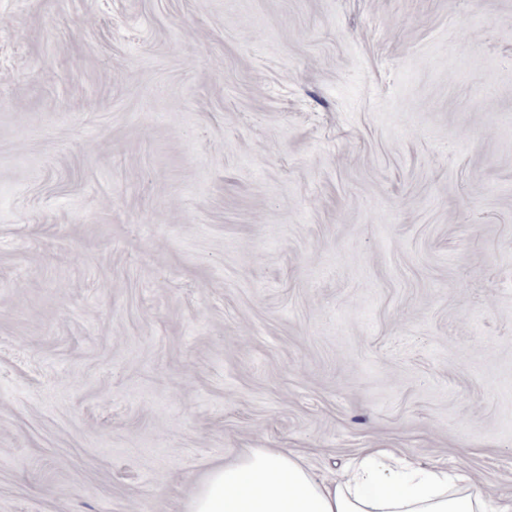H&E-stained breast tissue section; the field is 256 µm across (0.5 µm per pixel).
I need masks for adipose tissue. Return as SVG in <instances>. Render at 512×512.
Listing matches in <instances>:
<instances>
[{"label":"adipose tissue","mask_w":512,"mask_h":512,"mask_svg":"<svg viewBox=\"0 0 512 512\" xmlns=\"http://www.w3.org/2000/svg\"><path fill=\"white\" fill-rule=\"evenodd\" d=\"M187 512H512V506L489 504L447 471L385 450L362 451L332 480L294 452L247 448L210 467Z\"/></svg>","instance_id":"adipose-tissue-1"}]
</instances>
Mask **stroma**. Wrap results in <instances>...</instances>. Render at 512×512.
Listing matches in <instances>:
<instances>
[{"instance_id": "obj_1", "label": "stroma", "mask_w": 512, "mask_h": 512, "mask_svg": "<svg viewBox=\"0 0 512 512\" xmlns=\"http://www.w3.org/2000/svg\"><path fill=\"white\" fill-rule=\"evenodd\" d=\"M244 448L512 500V0H0V512Z\"/></svg>"}]
</instances>
